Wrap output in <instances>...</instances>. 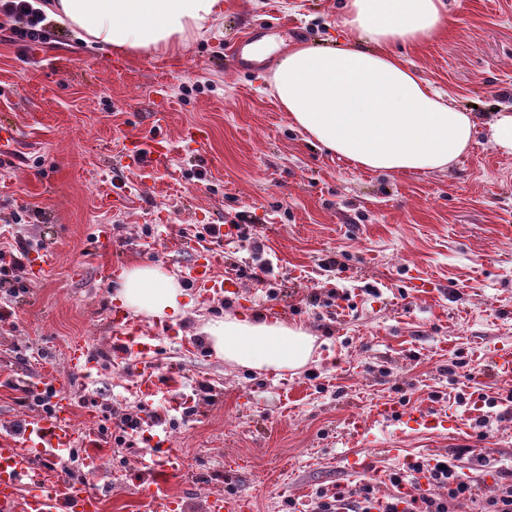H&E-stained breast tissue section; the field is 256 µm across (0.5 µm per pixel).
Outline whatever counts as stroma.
I'll use <instances>...</instances> for the list:
<instances>
[{"instance_id": "35a3bbf8", "label": "stroma", "mask_w": 512, "mask_h": 512, "mask_svg": "<svg viewBox=\"0 0 512 512\" xmlns=\"http://www.w3.org/2000/svg\"><path fill=\"white\" fill-rule=\"evenodd\" d=\"M447 2L444 36L397 49L475 117L470 150L445 172L355 169L291 126L267 83L274 57L225 68V47L253 27L282 50L342 45V0H224L218 28L169 57L79 47L54 25L26 49L0 15V126L18 136L0 148V242L20 230L31 252L55 259L46 279L24 274L0 321V426L33 413L16 382L66 379L81 473L102 512H159L167 498L204 512L212 495L250 498L252 512H311L317 492L368 479L384 498L392 469L457 451L466 479L512 472V403L482 400L512 389L487 357L512 347V154L489 128L512 111V0ZM191 133L207 135L203 150ZM158 140L169 161L142 177L127 150ZM241 214L244 236L212 234ZM214 248L227 257L215 276L236 277L241 294L208 297L195 284V258ZM146 264L194 300L164 324L135 316L157 356L148 396L140 364L107 331L122 271ZM276 309L315 336L317 361L249 370L198 332L226 312ZM75 343L89 369L70 368ZM382 403L392 416L374 417ZM140 409L159 417L147 443L84 441L104 415ZM417 409L455 426L419 427L408 418ZM354 415L370 442L349 434ZM165 439L183 469L142 498L134 481L160 464Z\"/></svg>"}]
</instances>
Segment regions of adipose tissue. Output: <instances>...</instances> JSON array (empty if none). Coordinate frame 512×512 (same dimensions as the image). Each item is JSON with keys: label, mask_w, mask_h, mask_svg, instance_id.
Segmentation results:
<instances>
[{"label": "adipose tissue", "mask_w": 512, "mask_h": 512, "mask_svg": "<svg viewBox=\"0 0 512 512\" xmlns=\"http://www.w3.org/2000/svg\"><path fill=\"white\" fill-rule=\"evenodd\" d=\"M36 9L77 40L138 55L172 54L224 18V0H37ZM446 0H344L340 47L298 45L268 78L272 94L309 141L360 169L444 171L469 149L472 115L434 89L395 53L444 30ZM117 296L129 309L164 319L192 302L180 283L152 265L123 272ZM200 332L228 363L253 370L299 369L315 338L299 327L240 314Z\"/></svg>", "instance_id": "1"}]
</instances>
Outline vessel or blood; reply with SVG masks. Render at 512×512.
<instances>
[{
	"label": "vessel or blood",
	"mask_w": 512,
	"mask_h": 512,
	"mask_svg": "<svg viewBox=\"0 0 512 512\" xmlns=\"http://www.w3.org/2000/svg\"><path fill=\"white\" fill-rule=\"evenodd\" d=\"M223 263V250L205 252L202 262L193 267L196 284L223 291L225 281L211 275L212 268ZM108 332L115 347L126 353L144 358L153 350L142 328L129 323L120 312L111 314ZM53 387L51 414L28 419L20 438H0V512H100V498L87 484L47 478L34 465L38 456L58 462L76 443L65 385L57 381ZM251 508L252 502L246 497H216L206 505L207 512H250Z\"/></svg>",
	"instance_id": "b4317fda"
}]
</instances>
